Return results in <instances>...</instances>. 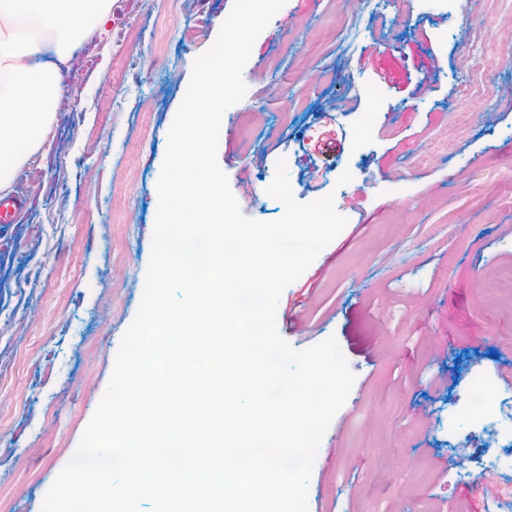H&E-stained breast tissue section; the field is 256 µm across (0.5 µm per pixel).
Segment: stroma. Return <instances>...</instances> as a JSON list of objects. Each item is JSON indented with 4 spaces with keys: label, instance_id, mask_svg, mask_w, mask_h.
<instances>
[{
    "label": "stroma",
    "instance_id": "35a3bbf8",
    "mask_svg": "<svg viewBox=\"0 0 512 512\" xmlns=\"http://www.w3.org/2000/svg\"><path fill=\"white\" fill-rule=\"evenodd\" d=\"M233 3L112 0L12 178L27 212L0 224V512H41L106 390L168 132ZM243 80L218 147L230 186L255 185L242 213L283 215L266 193L282 159L298 202L334 194L348 219L277 307L294 348L335 337L356 376L309 512H512V0H287ZM464 96L481 107L452 110ZM491 399L492 391L486 384L474 385L467 399L469 413L477 419H483L490 407Z\"/></svg>",
    "mask_w": 512,
    "mask_h": 512
}]
</instances>
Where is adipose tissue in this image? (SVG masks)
Segmentation results:
<instances>
[{
	"label": "adipose tissue",
	"mask_w": 512,
	"mask_h": 512,
	"mask_svg": "<svg viewBox=\"0 0 512 512\" xmlns=\"http://www.w3.org/2000/svg\"><path fill=\"white\" fill-rule=\"evenodd\" d=\"M112 0H0V190L46 144L73 46Z\"/></svg>",
	"instance_id": "ef3b65f1"
}]
</instances>
